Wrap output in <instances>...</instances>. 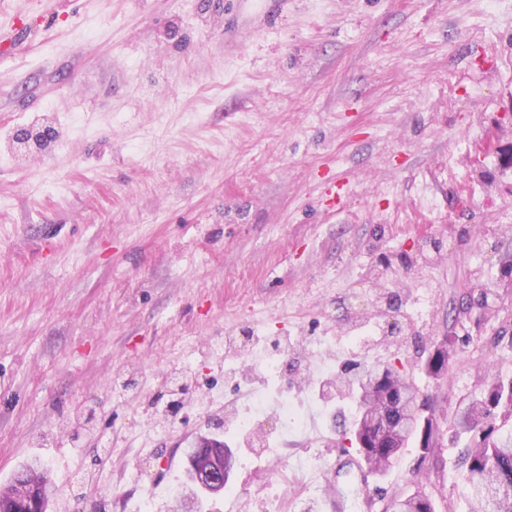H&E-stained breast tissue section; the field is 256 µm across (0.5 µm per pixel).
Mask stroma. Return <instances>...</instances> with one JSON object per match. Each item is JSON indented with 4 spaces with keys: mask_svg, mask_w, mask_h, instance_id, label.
I'll return each mask as SVG.
<instances>
[{
    "mask_svg": "<svg viewBox=\"0 0 512 512\" xmlns=\"http://www.w3.org/2000/svg\"><path fill=\"white\" fill-rule=\"evenodd\" d=\"M214 2L0 0L31 39L0 63V486L40 459L51 512H126L120 493L173 512L214 404L305 399L298 368L240 383L227 336L402 362L442 426L512 376V0H288L267 27L253 0ZM45 126L47 147L15 138ZM309 411L272 446L357 457L346 381ZM223 440L236 462L203 512H331ZM462 450L409 443L372 512L417 491L469 512Z\"/></svg>",
    "mask_w": 512,
    "mask_h": 512,
    "instance_id": "obj_1",
    "label": "stroma"
}]
</instances>
